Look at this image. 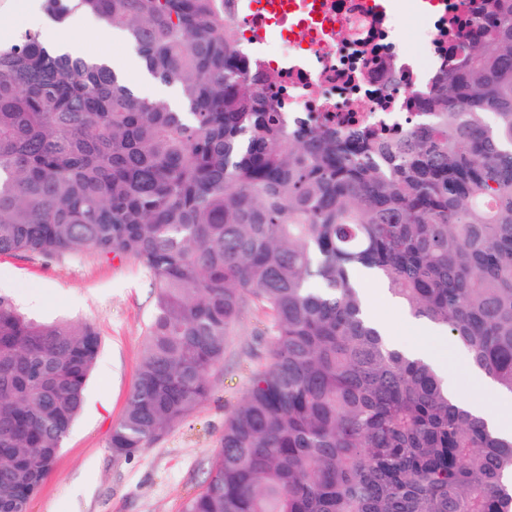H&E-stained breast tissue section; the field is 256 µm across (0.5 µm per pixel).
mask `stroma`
Masks as SVG:
<instances>
[{
	"label": "stroma",
	"mask_w": 512,
	"mask_h": 512,
	"mask_svg": "<svg viewBox=\"0 0 512 512\" xmlns=\"http://www.w3.org/2000/svg\"><path fill=\"white\" fill-rule=\"evenodd\" d=\"M106 28L104 21L90 17L65 33L81 42L83 53L105 49L113 61H125L131 46L122 39L105 43ZM0 293L29 317L88 323L101 337L83 408L28 512H182L206 477L224 420L252 371L269 361V342L261 334L264 313L250 307L242 315L223 366L209 377L208 400L134 459L124 460L113 457L109 441L135 382L153 310L142 269L132 260L94 251L56 258L0 254ZM377 303L389 342L408 347L416 327L406 310L386 292Z\"/></svg>",
	"instance_id": "stroma-1"
}]
</instances>
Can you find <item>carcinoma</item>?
<instances>
[{
    "instance_id": "1",
    "label": "carcinoma",
    "mask_w": 512,
    "mask_h": 512,
    "mask_svg": "<svg viewBox=\"0 0 512 512\" xmlns=\"http://www.w3.org/2000/svg\"><path fill=\"white\" fill-rule=\"evenodd\" d=\"M100 17L179 107L36 31L0 39V253L132 258L153 288L129 460L210 396L243 311L270 361L224 421L182 512H512V436L448 397L361 316L370 269L512 394V0L399 139L286 130L244 61L233 0H42ZM90 324L0 294V512H27L83 404Z\"/></svg>"
}]
</instances>
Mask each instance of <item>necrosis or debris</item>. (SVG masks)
Instances as JSON below:
<instances>
[{"mask_svg": "<svg viewBox=\"0 0 512 512\" xmlns=\"http://www.w3.org/2000/svg\"><path fill=\"white\" fill-rule=\"evenodd\" d=\"M490 14V0H264L232 18L243 44L276 73L273 93L288 128L393 138L425 121V92L460 61L456 33ZM403 17L418 24L412 50Z\"/></svg>", "mask_w": 512, "mask_h": 512, "instance_id": "obj_1", "label": "necrosis or debris"}]
</instances>
